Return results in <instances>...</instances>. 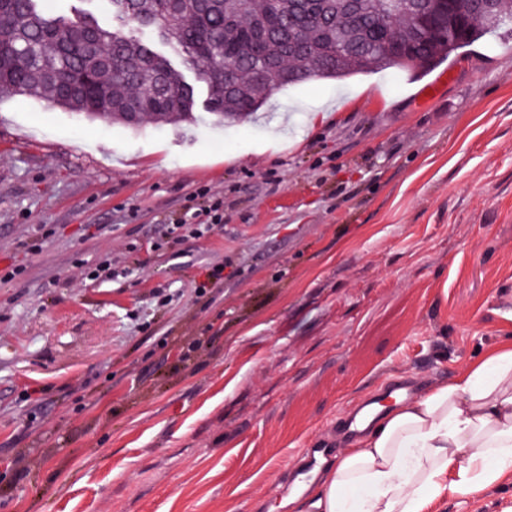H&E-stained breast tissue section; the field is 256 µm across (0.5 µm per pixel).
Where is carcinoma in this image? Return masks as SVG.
<instances>
[{
    "mask_svg": "<svg viewBox=\"0 0 512 512\" xmlns=\"http://www.w3.org/2000/svg\"><path fill=\"white\" fill-rule=\"evenodd\" d=\"M103 0L106 11L49 12L41 0H0V99L32 97L88 119L177 124L193 119L195 86L139 29L156 31L209 90L213 124L251 114L275 90L313 77L383 71L405 51L426 73L470 43L512 25V0ZM461 23L456 31L454 23Z\"/></svg>",
    "mask_w": 512,
    "mask_h": 512,
    "instance_id": "carcinoma-1",
    "label": "carcinoma"
}]
</instances>
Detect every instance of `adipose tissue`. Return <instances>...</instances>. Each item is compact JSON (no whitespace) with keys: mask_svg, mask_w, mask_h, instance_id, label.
Listing matches in <instances>:
<instances>
[{"mask_svg":"<svg viewBox=\"0 0 512 512\" xmlns=\"http://www.w3.org/2000/svg\"><path fill=\"white\" fill-rule=\"evenodd\" d=\"M512 473V348L379 414L324 473L310 512H422Z\"/></svg>","mask_w":512,"mask_h":512,"instance_id":"1","label":"adipose tissue"}]
</instances>
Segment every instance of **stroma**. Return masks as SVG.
<instances>
[{
  "instance_id": "obj_1",
  "label": "stroma",
  "mask_w": 512,
  "mask_h": 512,
  "mask_svg": "<svg viewBox=\"0 0 512 512\" xmlns=\"http://www.w3.org/2000/svg\"><path fill=\"white\" fill-rule=\"evenodd\" d=\"M194 112L0 100V512H292L366 400L512 344V35ZM206 185L223 230L167 242ZM106 251L124 277L71 283ZM426 512H512V476Z\"/></svg>"
}]
</instances>
